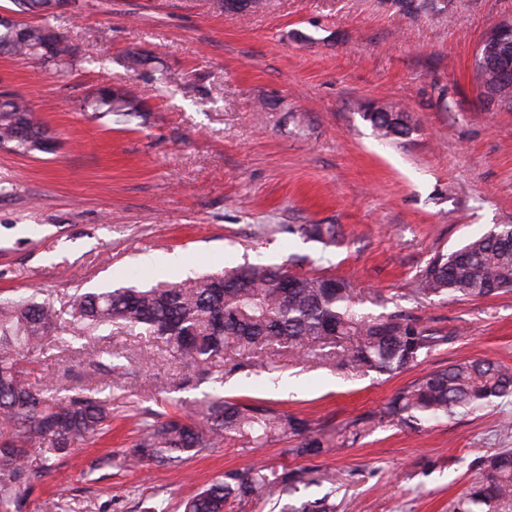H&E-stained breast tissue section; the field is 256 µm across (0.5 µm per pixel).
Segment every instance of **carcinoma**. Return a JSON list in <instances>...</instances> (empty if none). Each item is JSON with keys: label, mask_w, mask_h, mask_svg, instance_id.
I'll list each match as a JSON object with an SVG mask.
<instances>
[{"label": "carcinoma", "mask_w": 512, "mask_h": 512, "mask_svg": "<svg viewBox=\"0 0 512 512\" xmlns=\"http://www.w3.org/2000/svg\"><path fill=\"white\" fill-rule=\"evenodd\" d=\"M0 54L34 58L64 74L74 56L67 40L48 26H25L0 17ZM93 112L133 116L142 100L130 90L97 91L87 102ZM364 117L384 138L408 133L404 112L371 107ZM31 121L29 102L16 94L0 95V147L21 153L42 151L39 139H15L18 127ZM288 232L325 245L336 242L334 224H299ZM512 291V224H497L448 253H437L419 270L410 289L416 299L483 298ZM358 292L352 282L325 274L308 276L284 266L246 262L222 277H188L168 288H117L103 293H74L61 307L33 296L0 295V512H30L31 496L50 470L47 462L28 463L43 446L55 457L67 455L82 441L97 439L112 426L111 385L67 388L30 381L28 364L46 354L49 338L57 347L76 336H100L111 329L145 334L162 341L185 367L210 375L224 362V349L242 354L255 349L288 347L304 356L327 344L345 342L339 359L366 374L398 375L415 367L452 340L419 324L406 312L374 318L354 312ZM123 355L110 350L93 354L98 371L117 382L127 370ZM512 397V368L491 359H465L420 375L399 388L367 421L418 429L430 421L474 413ZM136 443L123 453L129 470L144 465L179 466L227 439L253 450L288 434L299 437L284 454L318 459L333 451V438L308 417L288 415L247 401L211 395L187 417L166 418L142 411ZM478 474L454 512H512V448L478 452ZM335 485L336 476L318 466L273 468L253 464L228 471L224 478L182 499V512L244 509L261 496L283 503L281 512H336L325 494L300 503V489Z\"/></svg>", "instance_id": "obj_1"}]
</instances>
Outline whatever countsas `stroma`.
Here are the masks:
<instances>
[{"label":"stroma","instance_id":"stroma-1","mask_svg":"<svg viewBox=\"0 0 512 512\" xmlns=\"http://www.w3.org/2000/svg\"><path fill=\"white\" fill-rule=\"evenodd\" d=\"M447 22L393 0H70L46 17L69 40L65 77L0 55V92L29 99L60 142L57 152L0 151V293L63 304L76 292L220 274L244 260L350 279L357 312L398 310L447 336L419 367L388 377L336 366L325 348L302 358L264 354L263 367L226 353L222 378L201 376L164 345L122 332L107 345L130 361L113 389L112 430L75 447L32 496V512H176L180 500L225 472L260 461L299 466L296 444L247 450L228 443L181 466L98 468L137 434L133 410L177 416L217 393L321 420L340 429L383 405L420 373L489 358L512 367V293L413 301L414 276L497 224H512V112L486 110L474 62L512 0H445ZM149 56L140 70L130 53ZM180 73L168 83L164 72ZM119 86L141 115L82 111L94 91ZM407 113L406 136L380 140L369 104ZM335 224L336 245L288 234V225ZM180 252L184 269L146 262ZM384 303H377V296ZM98 341L48 349L33 383L82 388L99 380ZM512 397L419 430L370 424L334 455L337 512H451L477 475V451L512 448Z\"/></svg>","mask_w":512,"mask_h":512}]
</instances>
